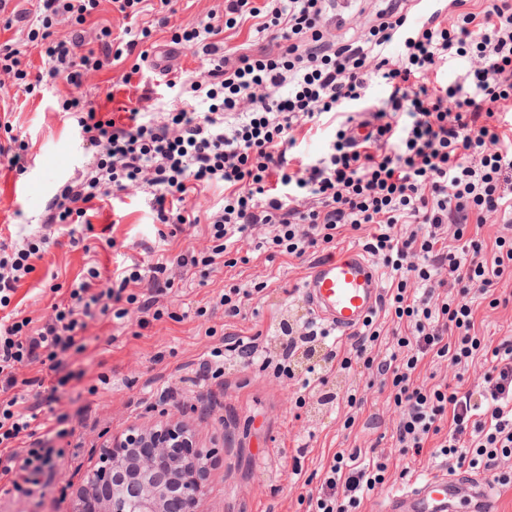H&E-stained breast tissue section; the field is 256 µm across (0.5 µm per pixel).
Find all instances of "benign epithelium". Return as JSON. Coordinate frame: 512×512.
Returning <instances> with one entry per match:
<instances>
[{"instance_id":"benign-epithelium-1","label":"benign epithelium","mask_w":512,"mask_h":512,"mask_svg":"<svg viewBox=\"0 0 512 512\" xmlns=\"http://www.w3.org/2000/svg\"><path fill=\"white\" fill-rule=\"evenodd\" d=\"M188 429L182 423L164 427L154 439L130 434L123 448L107 452L90 480L87 512H192L203 494L196 472L200 454L188 448Z\"/></svg>"}]
</instances>
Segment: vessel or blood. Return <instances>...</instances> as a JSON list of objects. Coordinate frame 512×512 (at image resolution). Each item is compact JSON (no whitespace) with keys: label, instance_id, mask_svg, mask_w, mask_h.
Masks as SVG:
<instances>
[{"label":"vessel or blood","instance_id":"vessel-or-blood-1","mask_svg":"<svg viewBox=\"0 0 512 512\" xmlns=\"http://www.w3.org/2000/svg\"><path fill=\"white\" fill-rule=\"evenodd\" d=\"M302 294L316 318L347 335L363 325L379 306V274L372 262L357 251H343L315 263ZM454 477L429 478L393 495L389 512H455Z\"/></svg>","mask_w":512,"mask_h":512}]
</instances>
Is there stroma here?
<instances>
[{
	"label": "stroma",
	"instance_id": "35a3bbf8",
	"mask_svg": "<svg viewBox=\"0 0 512 512\" xmlns=\"http://www.w3.org/2000/svg\"><path fill=\"white\" fill-rule=\"evenodd\" d=\"M387 0H334L332 11L345 17L349 37L376 18ZM224 0H145L138 17L121 13L115 0H96L84 21L64 14L53 19V41L81 40L99 48L102 28L123 43L117 61L81 87L66 80H47L36 87L0 73V147L19 148L20 161L7 175L28 187L27 200L0 196V243L20 248L49 236L42 258L17 283L0 318L42 324L54 304L68 301L73 288L90 281L93 293L119 290L107 313H94L82 332L81 345L60 354L58 367L33 362L18 366L15 388L34 394L55 388L52 411L41 412L49 432L47 447L63 454L51 462L28 495L0 491V512H79L88 478L102 454L119 446L131 432L149 434L176 422L187 424L195 449L203 455L204 495L194 512H307L308 499L324 490L326 466L334 453L377 444L393 450L390 437L399 410L387 392L369 383L362 367L330 373L322 359L326 344L313 358L295 354L283 361L276 340L280 324L302 323L312 312L300 292L309 269L339 251L362 250L366 230L343 227L330 244H318L302 258L268 260L256 243L270 228L255 227L238 245L240 263L228 266L216 258L209 266H181L186 251H210L212 223L224 208V187L217 184L189 194L186 207L198 223L162 224L144 191H117L88 203L74 224L49 223V206L64 186H78L87 176L95 151L83 141L76 117L62 111L64 99L92 104L104 117L125 91L124 111L140 109L148 119L164 122L178 105L190 81L207 64L194 47L173 50L174 34L203 28L209 13H223ZM39 0H7L0 9V46L19 53L24 70L46 67L39 41L30 34ZM272 32L243 25L222 29L213 43L220 51L240 53L271 46ZM164 259L168 288L153 292V269ZM138 267L139 285L120 289L122 270ZM98 278H91V269ZM261 293L246 301L240 316L225 318L222 299L231 288ZM154 293L161 319L141 322L130 309V297ZM253 341L255 353L242 367L227 347L228 334ZM207 372H200L202 361ZM358 390L364 405L351 417L346 393ZM444 455L423 453L390 467L382 486L365 494L358 512H382L389 496L420 479L455 471Z\"/></svg>",
	"mask_w": 512,
	"mask_h": 512
}]
</instances>
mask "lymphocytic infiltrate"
Instances as JSON below:
<instances>
[{
  "label": "lymphocytic infiltrate",
  "instance_id": "lymphocytic-infiltrate-1",
  "mask_svg": "<svg viewBox=\"0 0 512 512\" xmlns=\"http://www.w3.org/2000/svg\"><path fill=\"white\" fill-rule=\"evenodd\" d=\"M330 0H227L224 25L252 19L257 31L275 30V49L218 55L202 44L204 32L175 35V42L201 43L211 61L204 80L165 122L136 119L113 129L95 110L78 119L82 138L98 160L82 189L64 187L53 203V224L84 217L83 205L109 189H149L152 209L164 224H193L188 193L224 185V209L214 222L211 255L190 257L210 265L267 224L262 241L270 257H302L318 243H332L342 226L371 227L363 246L381 259L390 286L378 310L347 336L350 353L325 356L329 369L348 370L361 359L364 370L389 389L401 418L394 439L401 456H420L428 444L457 466L492 474L502 486L512 474L499 471L512 456V339L490 344L476 319L475 294L512 284V236L486 242L481 227L492 217L512 224V0H488L483 13L467 11V0H448L452 24L430 15L407 25L396 0L381 10L358 39L346 41L328 18ZM401 40L400 57L389 56ZM49 78L72 84L101 70L95 51L75 55L64 42L46 44ZM469 57L471 91L434 87L427 74L451 56ZM391 89L370 134L359 144L346 135L351 106L363 98L368 77ZM208 100L200 110L199 100ZM332 116L336 132L327 152L290 165L295 127ZM472 222L476 233L443 235L446 224ZM493 260H485V250ZM39 243L0 256V306L28 274ZM81 283L71 302L54 306L37 329L0 323V478L12 486L36 483L50 462V448L37 439L36 411L52 395L13 396L15 369L26 361H55L78 342L77 332L100 295ZM389 330L398 346L384 357L371 343ZM483 358L484 381L475 389L425 388L415 375L429 361L448 358L468 365ZM389 459L377 447L334 454L326 491L312 512H357L365 493L385 481Z\"/></svg>",
  "mask_w": 512,
  "mask_h": 512
}]
</instances>
